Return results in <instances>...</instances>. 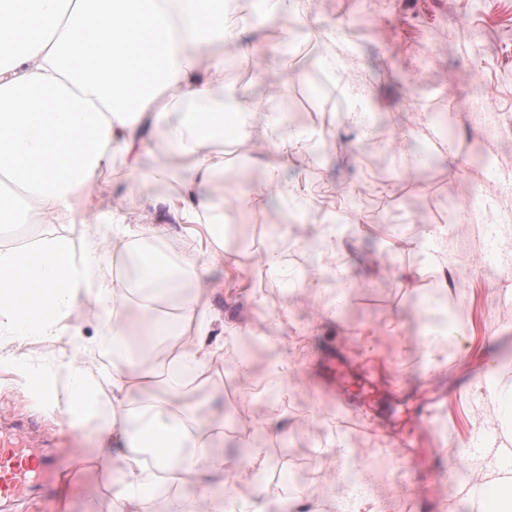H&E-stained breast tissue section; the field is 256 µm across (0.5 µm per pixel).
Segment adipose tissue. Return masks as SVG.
I'll return each instance as SVG.
<instances>
[{
	"mask_svg": "<svg viewBox=\"0 0 512 512\" xmlns=\"http://www.w3.org/2000/svg\"><path fill=\"white\" fill-rule=\"evenodd\" d=\"M257 20L289 14L296 25L336 49L322 59L332 75L347 73L349 42L336 28L312 29L301 0H261ZM259 56L264 49L229 27L224 0H0V223L27 216L69 225V232L37 244L0 250V330L20 343L75 336L68 319L80 303L112 327V349L126 350L137 334L155 341L177 337L164 364L151 350L141 360L95 375L70 360L35 368L14 359L13 370L52 413L69 422L97 420V470L120 489L125 512H149L157 473L196 474L199 503L214 506L213 485L225 497L221 512H235L233 484L252 481L259 452L233 461L212 451L213 433L193 428L192 396L211 385L210 364L224 350L211 340L216 316L202 283L207 266L232 270L236 254L224 249V201L214 198L227 162L221 144L234 145L262 132V183L234 196L233 206L252 212L279 172L316 142L319 130H291L282 113L264 112L240 88L224 83V50ZM153 142L159 156L143 167L139 153ZM184 162L169 183L164 157ZM123 159L141 181L163 187L167 216L205 244V259L187 252L165 262L139 246L165 225L131 226L113 202L106 177ZM134 263L135 277H113ZM137 292V319L125 309ZM177 316L162 315L165 304ZM183 399L180 412L169 397ZM474 512H512V450L498 449L484 479L473 487Z\"/></svg>",
	"mask_w": 512,
	"mask_h": 512,
	"instance_id": "adipose-tissue-1",
	"label": "adipose tissue"
}]
</instances>
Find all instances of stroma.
<instances>
[{
  "mask_svg": "<svg viewBox=\"0 0 512 512\" xmlns=\"http://www.w3.org/2000/svg\"><path fill=\"white\" fill-rule=\"evenodd\" d=\"M312 13L354 43V75L375 88L379 105L367 129L341 121L348 101L318 64L329 46L301 34L280 53L279 23L263 32L269 57L288 62L276 94L262 93L257 61L225 49V83L261 108H288L295 132L315 126L322 141L283 171L303 198L275 194L258 216L227 213L234 233L224 246L241 264L210 269L212 305L252 352L244 367L232 352L215 358L216 386L199 395L195 425L223 423L226 457L261 449V488L237 487L243 512L256 492L274 506L305 483L334 499L331 477L347 448L368 454L375 472L348 512H471L469 492L495 449L512 448V422L493 390L512 384V274L485 260L484 226L467 208L474 186L490 188L488 168H512V133L493 134L477 114L488 108L512 122V0H313ZM422 120L431 136H409ZM314 153L321 163L311 162ZM109 180L130 220L160 217L159 189L132 188L123 160ZM331 212L355 224L337 257L353 286L326 316L321 307L337 283L322 275L309 241ZM434 232L440 249L423 251L421 239ZM270 249L280 254L275 270L263 261ZM302 267L307 288L295 285ZM70 322L86 346L83 366L107 368L108 337L90 307ZM0 413L52 432L62 459L96 445L95 423L72 427L47 414L3 366ZM401 438L413 445L410 457L389 445ZM70 479L79 495L21 496L7 512H121L116 487L92 465ZM197 495L194 477L170 480L151 508L192 512Z\"/></svg>",
  "mask_w": 512,
  "mask_h": 512,
  "instance_id": "35a3bbf8",
  "label": "stroma"
}]
</instances>
